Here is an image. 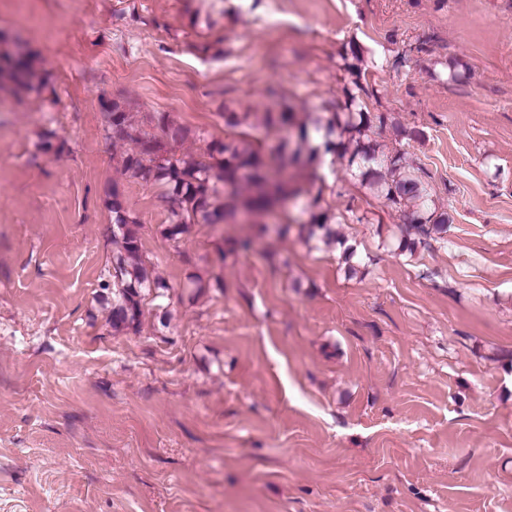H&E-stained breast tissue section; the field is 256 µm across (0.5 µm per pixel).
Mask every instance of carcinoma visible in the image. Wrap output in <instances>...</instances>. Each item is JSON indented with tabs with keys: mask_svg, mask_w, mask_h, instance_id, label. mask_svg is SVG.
<instances>
[{
	"mask_svg": "<svg viewBox=\"0 0 512 512\" xmlns=\"http://www.w3.org/2000/svg\"><path fill=\"white\" fill-rule=\"evenodd\" d=\"M347 70L356 76L340 112L307 124L289 107L279 112H236L224 109V125L266 130L293 128L296 134L266 148L245 136L211 142L199 154L181 153L179 147L192 138L190 129L161 113L156 116L159 136H146L134 125L118 102L102 103L106 131L112 143L127 145L122 158L123 174L146 184L166 186L170 224L166 235L175 239L187 224H235L241 219L277 218L280 196L309 198L310 220L297 227L298 235L310 242L320 239L344 247L345 260L355 251L336 237L333 218L319 207V195L312 194L317 167L322 157L332 155L348 169L358 172L360 182L386 206L404 213L411 223L403 226L397 250L412 252L429 239H441L448 231V213L436 205L424 181V171L410 163L404 153L385 152L374 137V129L386 122L382 113L372 114L361 104L360 94H369L357 79L360 55ZM18 94L42 93L47 88L36 61L20 56L18 48L0 46V90ZM288 158L294 168L284 183H277L272 169ZM112 199V244L116 247L110 279L101 284L112 294V328L138 330L143 315L142 290L156 289L165 297L168 286L152 278L143 259L140 222L124 205L118 182L108 191Z\"/></svg>",
	"mask_w": 512,
	"mask_h": 512,
	"instance_id": "1",
	"label": "carcinoma"
}]
</instances>
